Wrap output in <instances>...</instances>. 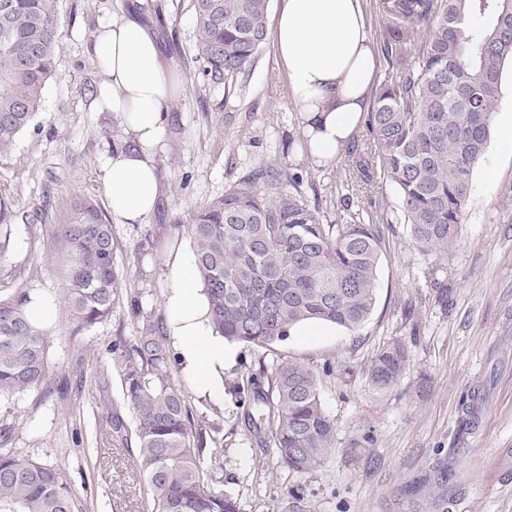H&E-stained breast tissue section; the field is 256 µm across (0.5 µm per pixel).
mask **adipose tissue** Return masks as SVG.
Here are the masks:
<instances>
[{
	"label": "adipose tissue",
	"instance_id": "obj_1",
	"mask_svg": "<svg viewBox=\"0 0 512 512\" xmlns=\"http://www.w3.org/2000/svg\"><path fill=\"white\" fill-rule=\"evenodd\" d=\"M275 63L298 107L313 164L332 162L370 104L376 59L363 0H279L273 31ZM91 55L102 72L99 103L121 113L137 149L119 150L101 169V188L124 224L144 223L159 199L153 151L182 96L151 29L121 12L95 34ZM166 293L168 333L196 388L222 398V375L235 352L216 334L193 256L177 257Z\"/></svg>",
	"mask_w": 512,
	"mask_h": 512
}]
</instances>
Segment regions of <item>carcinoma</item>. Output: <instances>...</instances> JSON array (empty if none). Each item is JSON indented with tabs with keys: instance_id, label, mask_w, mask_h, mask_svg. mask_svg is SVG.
Wrapping results in <instances>:
<instances>
[{
	"instance_id": "carcinoma-1",
	"label": "carcinoma",
	"mask_w": 512,
	"mask_h": 512,
	"mask_svg": "<svg viewBox=\"0 0 512 512\" xmlns=\"http://www.w3.org/2000/svg\"><path fill=\"white\" fill-rule=\"evenodd\" d=\"M194 59L215 84H235L252 69L265 43L271 0H192ZM58 0H0V157L9 155L41 107L53 77ZM383 47L391 67L363 114L364 154L345 188L374 173L383 195L367 209L323 223L300 189L302 176L261 165L191 219L198 278L212 328L229 342L270 348L303 322L323 321L355 332L377 300L384 225L404 218L415 247L448 255L458 242L472 175L489 145L503 74L512 65V0H380ZM0 186V258L13 233ZM65 259L64 295L82 334L107 321L119 301L112 224L90 200L73 204L68 219L49 227ZM25 291L0 297V399L41 386L47 378L50 332L34 324ZM137 336L114 343L98 366L105 393L117 370L133 430L118 408L101 419L107 435L135 442L134 459L147 481L150 512H240L218 486L223 451L205 453L193 432L183 391L172 381L167 325L155 311L131 303ZM407 348L395 340L367 368L379 392L397 386ZM238 407L260 449L274 448L291 475L308 474L330 455L336 425L324 408L318 375L281 359L237 386ZM433 512H448V462L435 470ZM0 512H89L65 472L0 448Z\"/></svg>"
}]
</instances>
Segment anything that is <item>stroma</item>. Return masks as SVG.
<instances>
[{
    "mask_svg": "<svg viewBox=\"0 0 512 512\" xmlns=\"http://www.w3.org/2000/svg\"><path fill=\"white\" fill-rule=\"evenodd\" d=\"M129 10L155 23L163 59L176 69L184 95L154 156L155 212L142 224L112 226L119 304L108 321L72 336L58 255L47 237L16 224L0 260V295L22 289L56 305L49 376L38 390L0 401V424L16 425L9 447L64 469L89 512H145L146 479L125 442L90 440L101 415L123 402L120 380L102 395L95 372L108 361L111 344L136 336L131 300L166 316L167 266L193 251L190 215L249 171L273 163L302 173L304 196L332 224L343 213L336 182L349 164L344 150L328 167L288 150L299 113L272 45L264 46L244 87H214L192 57L191 0H58L55 75L34 130L0 158V183L10 186L14 212L43 211L54 224L85 194L108 210L101 168L135 141L121 114L100 108L87 91L103 79L90 49L100 25ZM472 182L459 242L447 258L422 254L405 224L386 229L377 301L358 332L332 328L268 349L236 345L220 402L201 395L172 354L170 376L194 423L206 441L224 440L223 488L240 512H411L432 494L440 459L456 476L448 485V512H512V152L499 137L491 138ZM434 277L448 286L447 304L436 300ZM397 339L408 348L406 373L395 388L376 392L366 367ZM283 358L320 373L323 404L336 422L335 449L303 476L289 475L274 451L251 449L237 405L236 386L248 370ZM327 363L332 371L325 375ZM78 376L84 391L74 406L62 390ZM213 422L220 434L208 431ZM367 430L374 444L353 447Z\"/></svg>",
    "mask_w": 512,
    "mask_h": 512,
    "instance_id": "1",
    "label": "stroma"
}]
</instances>
